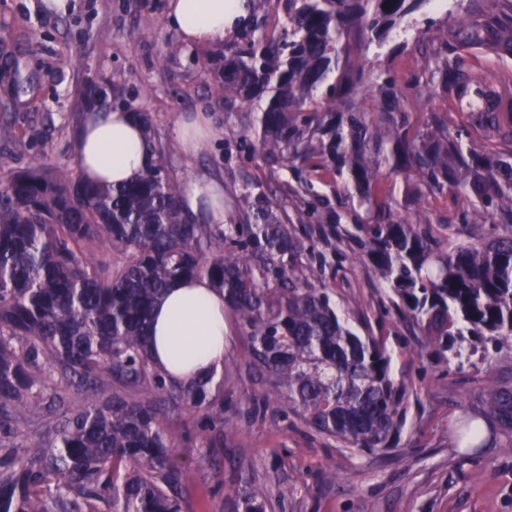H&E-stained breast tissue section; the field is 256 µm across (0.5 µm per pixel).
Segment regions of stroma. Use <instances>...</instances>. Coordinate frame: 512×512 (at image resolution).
I'll return each instance as SVG.
<instances>
[{"label":"stroma","mask_w":512,"mask_h":512,"mask_svg":"<svg viewBox=\"0 0 512 512\" xmlns=\"http://www.w3.org/2000/svg\"><path fill=\"white\" fill-rule=\"evenodd\" d=\"M41 0H0V172L24 169L43 159L74 165L69 134L85 104L77 92L89 82L112 84L113 106L150 113L158 136L174 138L177 115L208 112L219 134L196 154L175 152L169 161L175 179L204 173L224 185L227 223L264 206L274 188L294 181L252 150L258 104L228 103L218 91L205 48L179 43L165 22L167 0H74L69 14H46ZM468 0H445L408 16L400 30L366 53L368 66L395 78L411 128L422 127L448 99L432 92L431 67L420 33L436 32L462 13ZM252 23L224 40L225 49L245 45L255 25L280 30L284 12L277 0H252ZM176 52H168V43ZM20 70L13 87L4 72ZM392 191L393 218L434 224H471L472 209L452 193L430 199L424 208L410 200L403 177L380 163ZM337 187L310 178L311 213L295 224L297 258L310 267L315 287L326 289L337 313L359 335L383 341L394 378L412 379L407 422L396 452L384 459L357 453L312 434L296 416H283L279 403L264 419L233 418L226 440L195 430L187 407L167 424L183 465L185 512H224L239 475L269 488H288L272 512H512V430L488 414L482 396L487 376L512 384V352L470 350L440 371L417 327L390 308L389 293L371 266L356 259L358 247L345 240L350 225L366 222L347 176ZM232 344L224 361V391L239 396L252 388L239 374L248 341L230 319ZM478 416L485 441L478 450L456 447L454 430L463 414Z\"/></svg>","instance_id":"stroma-1"}]
</instances>
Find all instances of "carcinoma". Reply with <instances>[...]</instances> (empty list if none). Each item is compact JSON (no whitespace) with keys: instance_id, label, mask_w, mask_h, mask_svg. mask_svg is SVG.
<instances>
[{"instance_id":"1","label":"carcinoma","mask_w":512,"mask_h":512,"mask_svg":"<svg viewBox=\"0 0 512 512\" xmlns=\"http://www.w3.org/2000/svg\"><path fill=\"white\" fill-rule=\"evenodd\" d=\"M431 2L283 0L282 31L219 53L218 66L229 101L267 99L253 150L272 165L346 170L360 203L384 216L388 189L372 157L386 149L417 203L459 187L496 203L492 224L399 220L347 231L397 313L446 361L461 358L465 342L512 350V144L490 112L474 125L498 134L500 147L478 159L450 134V115L410 131L394 83L362 64L363 48ZM469 48L512 52V0H479L433 37L432 77L448 96L461 83L455 52ZM367 83L375 112L358 97ZM83 97L111 105L101 85ZM148 146L155 163L119 186L45 162L0 174V512H100L107 496L112 512H183L168 413L184 405L200 413L203 432L233 428L224 380L176 386L148 359L153 305L176 279L209 278L245 329L258 390L244 413L260 414L273 394L321 437L375 456L397 449L413 385L392 379L384 344L355 334L311 285L310 269L293 259L290 215L265 207L244 224H199L182 211L168 170L176 144L150 135ZM305 187H285L299 221ZM485 400L511 428L512 385L489 375ZM31 421L43 430L36 440L23 430ZM483 435L476 416L455 431L463 448L480 447ZM270 508L268 490L246 482L224 510Z\"/></svg>"}]
</instances>
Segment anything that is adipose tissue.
<instances>
[{"label":"adipose tissue","instance_id":"obj_1","mask_svg":"<svg viewBox=\"0 0 512 512\" xmlns=\"http://www.w3.org/2000/svg\"><path fill=\"white\" fill-rule=\"evenodd\" d=\"M248 15L247 0H168L166 22L184 44L207 47L222 44ZM72 148L83 178L100 185L132 182L153 162L143 124L121 107L86 111ZM180 202L202 223L224 221V185L207 175L185 177ZM152 316L147 353L167 382L188 385L223 366L229 344L224 291L209 279L172 282Z\"/></svg>","mask_w":512,"mask_h":512}]
</instances>
